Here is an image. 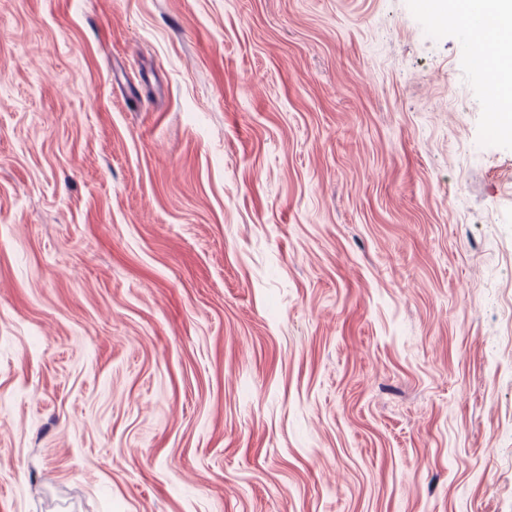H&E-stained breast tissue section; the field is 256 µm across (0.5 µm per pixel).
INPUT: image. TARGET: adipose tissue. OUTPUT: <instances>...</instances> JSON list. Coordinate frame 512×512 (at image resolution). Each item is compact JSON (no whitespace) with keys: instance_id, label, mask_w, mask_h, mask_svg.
Listing matches in <instances>:
<instances>
[{"instance_id":"adipose-tissue-1","label":"adipose tissue","mask_w":512,"mask_h":512,"mask_svg":"<svg viewBox=\"0 0 512 512\" xmlns=\"http://www.w3.org/2000/svg\"><path fill=\"white\" fill-rule=\"evenodd\" d=\"M434 12L441 24L465 29L474 39L480 68L499 89L491 121L512 135V0H434Z\"/></svg>"}]
</instances>
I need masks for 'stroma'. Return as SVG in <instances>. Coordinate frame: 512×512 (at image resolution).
<instances>
[{
  "mask_svg": "<svg viewBox=\"0 0 512 512\" xmlns=\"http://www.w3.org/2000/svg\"><path fill=\"white\" fill-rule=\"evenodd\" d=\"M431 0H0V512H512V140Z\"/></svg>",
  "mask_w": 512,
  "mask_h": 512,
  "instance_id": "35a3bbf8",
  "label": "stroma"
}]
</instances>
